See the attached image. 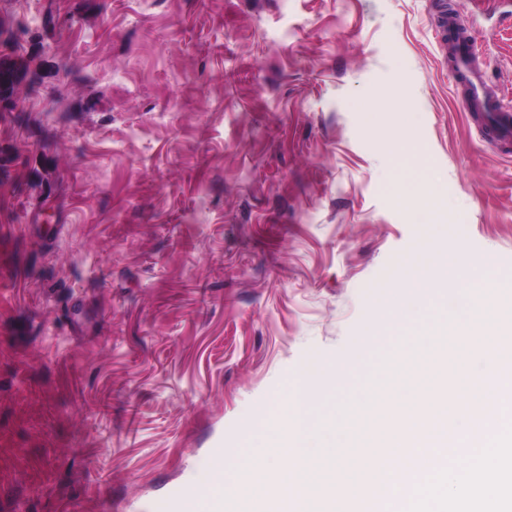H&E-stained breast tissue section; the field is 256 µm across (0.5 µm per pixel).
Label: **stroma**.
I'll return each instance as SVG.
<instances>
[{"instance_id": "1", "label": "stroma", "mask_w": 512, "mask_h": 512, "mask_svg": "<svg viewBox=\"0 0 512 512\" xmlns=\"http://www.w3.org/2000/svg\"><path fill=\"white\" fill-rule=\"evenodd\" d=\"M512 112V0H0V512H217L225 449L289 467L309 363L408 336L405 262L512 286V138L465 111L441 9ZM418 170L406 183L404 170Z\"/></svg>"}]
</instances>
